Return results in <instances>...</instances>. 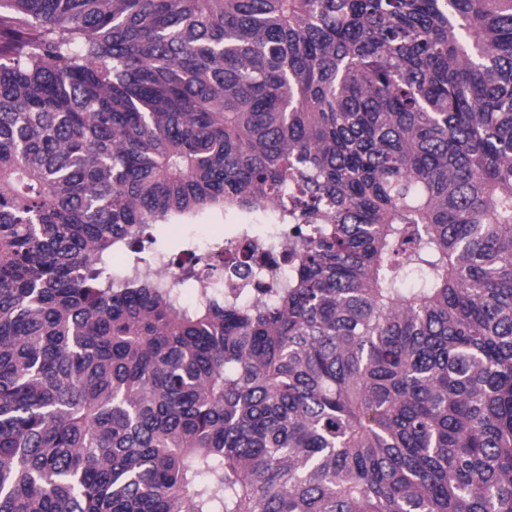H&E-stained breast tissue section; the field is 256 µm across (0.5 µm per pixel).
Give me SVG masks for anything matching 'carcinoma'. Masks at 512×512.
<instances>
[{
	"mask_svg": "<svg viewBox=\"0 0 512 512\" xmlns=\"http://www.w3.org/2000/svg\"><path fill=\"white\" fill-rule=\"evenodd\" d=\"M0 512H512V0H0ZM198 224H163L158 232L161 247L169 253H178L181 249L194 246L206 239L201 246L194 248L199 253L211 254L223 252L227 256V249L234 251L248 244L257 256H265L266 261L261 265H253L252 276L247 280H240L236 276L224 271V297L238 292L239 288H250L248 294L258 299L267 297L266 291L260 288H269L277 281L287 278L291 262L286 261L288 254V234L281 224H237L238 216L222 214H205ZM237 225L238 232L230 225ZM256 226H265L263 232L256 230ZM212 238H220L215 240ZM123 270L130 278L154 280L167 285L172 284V281L185 282L198 291H202L211 280L207 269L191 265L170 266L169 259L164 254L150 257L145 265L125 267Z\"/></svg>",
	"mask_w": 512,
	"mask_h": 512,
	"instance_id": "cac0c4a2",
	"label": "carcinoma"
}]
</instances>
